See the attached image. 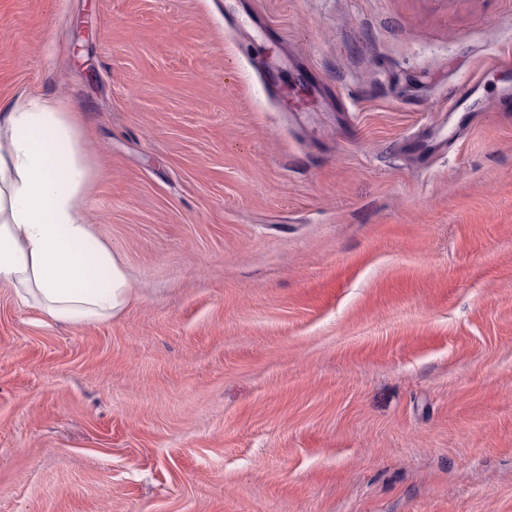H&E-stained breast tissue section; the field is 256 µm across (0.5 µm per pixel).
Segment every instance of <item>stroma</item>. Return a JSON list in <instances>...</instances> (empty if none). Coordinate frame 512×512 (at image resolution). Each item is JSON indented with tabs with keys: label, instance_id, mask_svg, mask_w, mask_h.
Returning <instances> with one entry per match:
<instances>
[{
	"label": "stroma",
	"instance_id": "1",
	"mask_svg": "<svg viewBox=\"0 0 512 512\" xmlns=\"http://www.w3.org/2000/svg\"><path fill=\"white\" fill-rule=\"evenodd\" d=\"M508 48L512 0H0L134 292L0 284V512H512V81L447 111ZM512 67V54L510 50L502 51L490 58L481 71L469 82L457 85L448 92L450 112H464L470 109V103L474 98L478 83L483 79L488 70H504Z\"/></svg>",
	"mask_w": 512,
	"mask_h": 512
}]
</instances>
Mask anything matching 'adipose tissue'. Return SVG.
<instances>
[{
    "label": "adipose tissue",
    "mask_w": 512,
    "mask_h": 512,
    "mask_svg": "<svg viewBox=\"0 0 512 512\" xmlns=\"http://www.w3.org/2000/svg\"><path fill=\"white\" fill-rule=\"evenodd\" d=\"M80 134L78 113L54 98L21 95L0 111V282L69 324L131 301L123 263L92 231Z\"/></svg>",
    "instance_id": "ef3b65f1"
}]
</instances>
